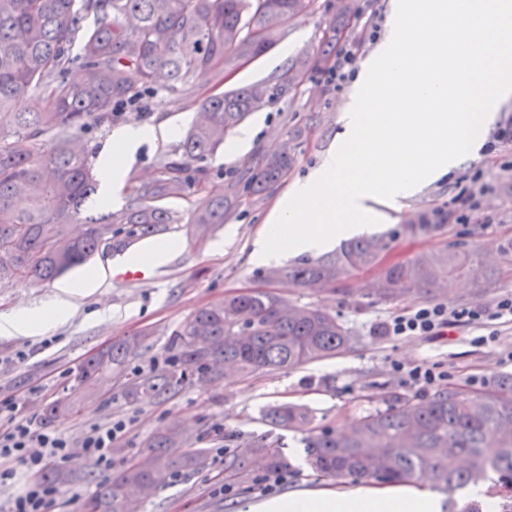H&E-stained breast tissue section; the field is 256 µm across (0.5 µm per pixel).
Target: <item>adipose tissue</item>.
<instances>
[{
    "label": "adipose tissue",
    "mask_w": 512,
    "mask_h": 512,
    "mask_svg": "<svg viewBox=\"0 0 512 512\" xmlns=\"http://www.w3.org/2000/svg\"><path fill=\"white\" fill-rule=\"evenodd\" d=\"M172 124L128 126L113 134L110 145L101 150L98 164L105 174L103 199H116L126 175L123 158L132 156L149 141H166L177 136ZM108 274L98 266L78 280L62 285L55 298L36 309H21L0 315V335L33 337L65 323L73 311V299L100 290ZM256 512H441L439 499L407 487L359 488L353 491L312 490L280 496L258 505Z\"/></svg>",
    "instance_id": "1"
}]
</instances>
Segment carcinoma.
Returning a JSON list of instances; mask_svg holds the SVG:
<instances>
[{
	"mask_svg": "<svg viewBox=\"0 0 512 512\" xmlns=\"http://www.w3.org/2000/svg\"><path fill=\"white\" fill-rule=\"evenodd\" d=\"M315 0H0V280L50 282L87 263L105 236L154 232L173 222L168 199H191V223L206 230L235 212L233 187L212 183L201 162L224 147L226 136L266 98L253 84L208 96L202 119L158 175L131 186L132 204L93 214L101 178L93 149L80 134L119 116L118 108L151 94L159 75L176 92L198 71L224 76L272 49L288 22L314 7ZM92 13L95 26L83 27ZM336 41V23L317 51L286 73L288 89L307 68L326 60ZM80 45L82 79L66 73ZM40 93L37 112H18L16 100ZM54 140L51 151L35 156L33 142ZM294 155L283 145L260 154L250 187L262 192L288 177ZM29 206L17 211L13 202ZM393 235L362 236L315 260L272 268L270 281L283 278L297 288L321 290L371 268L380 269L375 288L393 300L430 289L454 275L475 271L469 249H436L405 261L383 264ZM143 331L113 342L89 356L78 371L79 388L48 403L44 420L63 421L89 410L104 392L112 370L150 348ZM355 338L336 315L316 306L293 304L269 292L238 294L204 307L176 333L174 356L156 371L139 374L118 392L127 403L165 402L187 384L209 385L221 377L247 378L332 358L354 347ZM385 408L363 416L348 433L317 429L307 407L279 403L262 420L272 432L224 453V483L243 488L251 466L261 458L270 472L286 471L288 457L275 430L306 434L310 465L325 480L374 479L385 483H429L448 495L489 478L490 493L512 504V375L486 390L450 384L426 396L393 387ZM175 425L151 436L137 462L98 486L83 512H128L171 480L208 466L209 450L180 454L185 443Z\"/></svg>",
	"mask_w": 512,
	"mask_h": 512,
	"instance_id": "1",
	"label": "carcinoma"
}]
</instances>
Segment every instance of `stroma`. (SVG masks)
<instances>
[{
    "mask_svg": "<svg viewBox=\"0 0 512 512\" xmlns=\"http://www.w3.org/2000/svg\"><path fill=\"white\" fill-rule=\"evenodd\" d=\"M353 6L354 15L341 39L358 44L357 58L362 61L377 46L376 40L368 39L364 22L368 16H375L379 30H386L390 0H353ZM338 7V0H316L315 10L292 20L278 44L262 57L243 63L223 83H216L213 74L205 71L195 74L191 91L184 96L158 85L145 106L127 108L111 123L89 130L90 145L101 150L115 130L128 125L169 122L185 132L196 121L200 105L209 95L256 83L277 89L282 75L299 56L318 50ZM348 95V89L327 85L322 71L305 72L288 92L276 94L252 112L245 122L254 133L250 142L233 152L220 149L206 161L214 183L237 186L239 202L232 219L215 225L204 235H195L190 231L189 202L170 200L168 207L174 221L166 225L162 239L176 241L180 250L159 276L142 284L113 281L102 292L76 298L70 319L43 335L0 337V395L21 397L25 413L35 416L41 415L48 401L76 387L81 363L99 348L144 330L151 332L150 351L113 371L110 384L113 390H120L133 376L149 371L154 360L171 356L174 334L196 310L224 302L227 296L238 292L267 289L300 305L326 307L357 337L353 350L296 369L232 383L222 380L206 386L191 384L164 403L127 404L106 397L87 413L57 423V430L76 446L93 424L110 418L129 421V430L118 440L119 450L113 455V468L117 471L140 454L148 436L171 424L191 430L192 436L186 442L190 448L195 447L197 434H207L206 446L213 451L210 468L175 480L143 501L138 512H246L248 505L267 501V494L254 484L236 489L229 497L215 494L214 485L224 467V458L217 453L222 441L214 431L223 427L225 434L239 442L261 437L269 431L262 414L273 404L305 405L315 426L340 431L382 407V400L373 397V389L391 384L414 393V386L393 370L396 362L408 366L438 363L451 371L452 382L464 383L473 376L481 388L512 374V360L507 357L512 351V329L502 331L497 342L484 346L474 344L480 331L469 326L456 328L452 336L436 342L393 337L384 332L386 321L411 305H489L500 296L512 294V259L504 255L505 248L512 245V145L496 140L500 130L512 127V101L498 105L484 144L475 156L465 159L448 176L423 186L399 210L388 211L386 220L370 228L374 234L396 233L397 238L385 255L389 263L444 247L477 250L494 271L483 295L474 296L471 282L461 277L449 281L444 288L422 290L385 302L369 288L375 278L371 271L352 276L336 289L314 292L289 287L283 280L268 283L265 267L253 263L254 242L263 230L266 214L291 184L318 166L338 141L342 133L341 110ZM284 143L295 153L287 181L263 193H253L246 182L249 166L258 153ZM479 170L483 171L486 184L479 207L471 212L468 222L449 221V201L471 189L472 177ZM424 215L439 224V231L431 236L407 233V226L418 223ZM81 273V268L76 267L57 282H1L0 313L42 306L55 295L59 283L72 281ZM20 351L25 352V359H17ZM280 436L292 463L281 493L358 488V481L351 478L337 482L319 478L307 461L303 433L284 430Z\"/></svg>",
    "mask_w": 512,
    "mask_h": 512,
    "instance_id": "1",
    "label": "stroma"
}]
</instances>
